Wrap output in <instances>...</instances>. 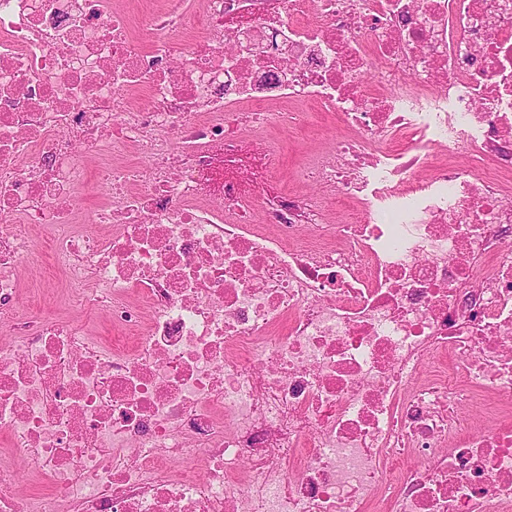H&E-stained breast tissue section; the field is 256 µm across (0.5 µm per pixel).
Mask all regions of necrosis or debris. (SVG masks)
Listing matches in <instances>:
<instances>
[{"label": "necrosis or debris", "instance_id": "necrosis-or-debris-1", "mask_svg": "<svg viewBox=\"0 0 512 512\" xmlns=\"http://www.w3.org/2000/svg\"><path fill=\"white\" fill-rule=\"evenodd\" d=\"M511 181L512 0H0V512H512ZM339 117L335 112H323L318 108H310L300 112L294 123L283 131L280 136L286 141L283 151V162L276 177L278 183L288 189L306 190L317 197L332 195L319 188H306L295 178L298 164L310 151L327 149L336 137L346 134ZM87 172L88 184L80 190V193L85 194V216L88 221H91L93 218V208L107 195L108 188L94 180L92 168H89ZM51 263L48 259L39 261L35 266H28L25 272V284H24V299L23 307L21 312L26 314L29 308V304L40 306L44 308V311L48 314H54L57 312L56 303L52 293L47 288H42V284L47 278V268ZM35 284L41 288H35Z\"/></svg>", "mask_w": 512, "mask_h": 512}]
</instances>
